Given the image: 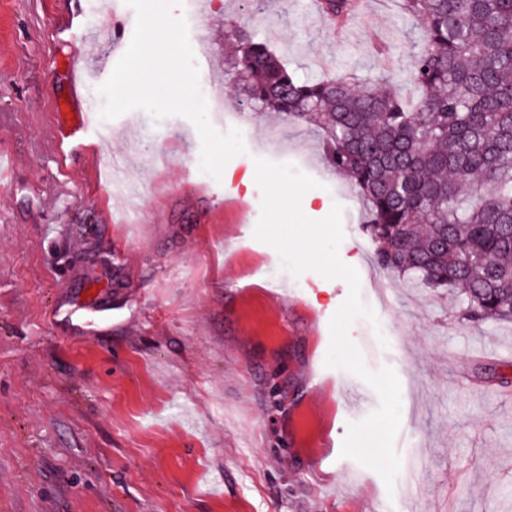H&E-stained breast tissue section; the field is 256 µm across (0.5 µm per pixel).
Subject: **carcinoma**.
<instances>
[{"instance_id": "carcinoma-1", "label": "carcinoma", "mask_w": 512, "mask_h": 512, "mask_svg": "<svg viewBox=\"0 0 512 512\" xmlns=\"http://www.w3.org/2000/svg\"><path fill=\"white\" fill-rule=\"evenodd\" d=\"M423 32L405 97L346 74L302 80L233 31L224 60L244 103L324 131L362 199L378 265L457 289L465 323L512 319V0H399ZM332 18L351 0H321Z\"/></svg>"}]
</instances>
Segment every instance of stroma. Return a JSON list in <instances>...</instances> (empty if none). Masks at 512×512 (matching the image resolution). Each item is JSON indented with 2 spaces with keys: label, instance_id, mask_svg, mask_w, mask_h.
Wrapping results in <instances>:
<instances>
[{
  "label": "stroma",
  "instance_id": "35a3bbf8",
  "mask_svg": "<svg viewBox=\"0 0 512 512\" xmlns=\"http://www.w3.org/2000/svg\"><path fill=\"white\" fill-rule=\"evenodd\" d=\"M346 19L315 0H183L204 95L226 104L219 132L247 151L221 180L199 168L184 117L125 112L96 150L57 147L56 107L72 55L108 79L121 58L87 9L82 36L51 18L76 0H0V512H512V321L461 323L454 296L381 269L364 211L326 162L312 125L259 109L218 62L233 27L268 41L300 78H397L419 31L397 0ZM319 181L312 219L342 207L340 260L360 276L375 318L349 330L370 371L401 383L393 488L342 456L349 423L379 399L362 378L329 368V321L344 280L293 275L255 239L258 186L238 176L255 158ZM136 188L127 216L112 171ZM106 309L90 330L57 307ZM485 344L499 355L476 352Z\"/></svg>",
  "mask_w": 512,
  "mask_h": 512
}]
</instances>
